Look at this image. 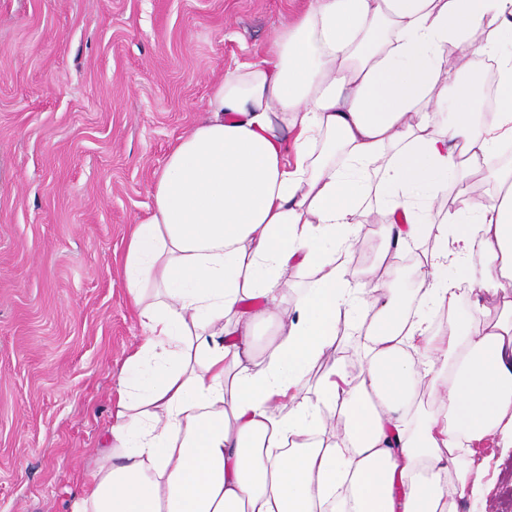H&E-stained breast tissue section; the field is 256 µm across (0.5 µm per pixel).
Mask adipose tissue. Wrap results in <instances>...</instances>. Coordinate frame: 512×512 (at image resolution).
<instances>
[{"label":"adipose tissue","instance_id":"obj_1","mask_svg":"<svg viewBox=\"0 0 512 512\" xmlns=\"http://www.w3.org/2000/svg\"><path fill=\"white\" fill-rule=\"evenodd\" d=\"M451 47L496 60V123L476 122ZM208 110L128 237L144 338L72 512H457L489 475L478 449L512 439V0H310ZM467 161L499 200L434 219ZM370 195L382 253L432 239L412 292L347 278ZM305 269L312 288L280 314ZM342 323L365 331L352 374Z\"/></svg>","mask_w":512,"mask_h":512}]
</instances>
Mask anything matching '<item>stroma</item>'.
<instances>
[{
    "label": "stroma",
    "mask_w": 512,
    "mask_h": 512,
    "mask_svg": "<svg viewBox=\"0 0 512 512\" xmlns=\"http://www.w3.org/2000/svg\"><path fill=\"white\" fill-rule=\"evenodd\" d=\"M306 0H0V512H71L143 334L153 172ZM367 223L352 279L384 278Z\"/></svg>",
    "instance_id": "stroma-1"
}]
</instances>
